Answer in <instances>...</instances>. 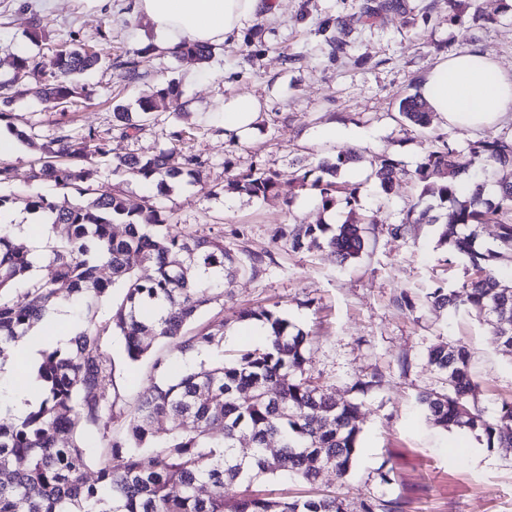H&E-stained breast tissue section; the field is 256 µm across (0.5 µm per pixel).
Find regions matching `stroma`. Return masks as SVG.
<instances>
[{
	"label": "stroma",
	"instance_id": "stroma-1",
	"mask_svg": "<svg viewBox=\"0 0 512 512\" xmlns=\"http://www.w3.org/2000/svg\"><path fill=\"white\" fill-rule=\"evenodd\" d=\"M4 2L9 11L0 23V48L38 52L29 38L35 11L47 16L51 41L72 33L82 44L95 46L107 20L114 51L159 41L150 21L137 11L136 0H107L99 10L87 8L84 0ZM401 2V10L368 19L362 14L367 0H277L274 15L217 44L209 66L160 53L146 63L147 75L136 84L127 81L122 69H98L85 77L97 91L95 99L88 105L76 103L65 113L32 96L20 97L12 106L15 123L33 130L34 137L17 141L10 157L15 180L0 193L14 196L11 214L17 223L30 221L28 196L63 198L54 183L29 179L41 144L58 125L75 131L111 128L113 102L135 107L156 82L175 81L179 101L158 102L156 125L137 137L113 140V153L149 156L164 147L162 130L183 101L189 110L185 122L193 130L184 148L207 160L208 181L220 183L260 164L281 173L278 197L207 196L185 180L160 190L115 173L108 162L99 165L96 181L121 191L132 205L152 197L185 234L223 238L243 270L227 284V297L205 315L223 314L226 351L259 346L260 337L247 335L248 325L238 316L243 309L276 303L309 334L308 368L318 384L346 398L356 380L368 381L360 395L362 438L355 465L343 480L323 473L318 489L342 493L354 507L371 498L400 501L404 512H512V447L491 448L474 432L435 427L417 402L421 389L439 385L426 364L433 345L459 341L469 348L471 372L479 384L476 403L488 411L512 401V355L501 350L478 317L426 303L433 279L457 287L468 263L448 258L439 246L438 226L447 207L438 197L421 195L412 180L440 137L456 150L466 173L482 183L485 198H495L497 177L477 172L471 148L489 137L511 136L512 118L473 132L434 121L424 128L410 126L398 115L400 101L419 94L423 75L449 55L481 48L512 65V0H461L455 12L448 0ZM333 36L344 42L343 51L332 52ZM236 96L254 97L262 109L253 133L233 144L219 132L224 115L216 107ZM333 125L353 133L355 144L322 138L321 130ZM353 149L362 160L342 170L341 177L360 186L357 211L368 222L366 250L343 263L325 247L290 248L289 224L336 226L348 216L344 204L326 211L313 195L295 194L291 172L315 168L319 161ZM383 154L399 162L387 192L367 176L371 162ZM288 198L293 206H285ZM415 204L429 210L433 223L413 224L404 236H393L391 225L402 223ZM257 257L262 263L254 273L249 265ZM404 292L414 298V309L396 307L395 298ZM103 356L114 368L118 388L112 419L116 434L150 388L154 358L167 360L173 374L200 371L211 361L205 354L187 363L171 344L158 340L150 357L132 362L116 336L105 341ZM384 472L389 475L385 481L380 478Z\"/></svg>",
	"mask_w": 512,
	"mask_h": 512
}]
</instances>
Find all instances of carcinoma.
<instances>
[{"label": "carcinoma", "instance_id": "cac0c4a2", "mask_svg": "<svg viewBox=\"0 0 512 512\" xmlns=\"http://www.w3.org/2000/svg\"><path fill=\"white\" fill-rule=\"evenodd\" d=\"M100 45L88 50L77 39L49 48L50 57L28 52L7 54L9 75L0 77V126L17 137L32 136L14 125L11 106L31 94L62 113L79 99L93 100L95 90L80 83L85 73L119 67L129 82L145 77L142 67L159 47L148 44L112 55V32H100ZM174 58L193 57L206 62L212 46L187 38L174 50ZM176 83L158 82L138 100L131 113L117 104V124L102 132L89 127L70 132L59 127L43 147L44 155L31 168L33 181H52L76 195L63 201L30 196V210L46 223L64 224L67 233L51 246L50 276L33 277L39 260L13 240L15 224H0V363L35 324L65 297L78 304L89 298L112 297V312L101 323L77 321L78 332L66 350L42 351L38 380L43 392L39 405L23 419L5 415L0 421V512H348L347 499L336 492L308 497L269 498L253 489L262 476L296 478L308 484L329 471L346 477L360 448L361 429L354 398L338 399L312 381L306 357L309 334L283 312L260 308L241 314L269 330L261 348H243L229 357L224 353V318L217 317L191 335L185 328L210 304L224 297V280L243 270L224 249L221 238L188 236L170 222L151 198L131 206L119 193L93 185L97 161L112 154V137L125 139L129 130H142L155 122L156 100L177 99ZM401 118L417 127L430 122L426 103L417 96L399 104ZM184 113L173 112L165 138L168 147L150 156L128 153L113 157L114 171L145 184L163 186L186 179L200 185L206 195L228 189L265 199L278 192L281 173L250 167L227 179L225 186L203 180L207 162L192 152L171 160L189 134L182 126ZM474 162L484 172L512 170V139L495 137L472 148ZM353 151L335 160L319 162L320 175L310 170L293 172L300 191L316 195L322 208L342 201L348 219L337 232L324 238L322 224H296L288 234L290 247L327 246L345 262L365 248L364 218L356 212L359 185L338 180L340 171L358 161ZM399 162L382 155L371 175L383 191L392 185ZM455 151L448 141L436 140L416 170L422 192L434 191L452 202L441 225L439 246L450 255L467 258L471 275L457 288L440 284L426 293L433 306L457 312L465 308L483 318L495 341L512 354V278L500 273L504 253L476 247L478 229L495 224L499 241L512 252V180L498 182L496 201L482 198V186L466 200V188L456 170ZM122 225L117 232L114 225ZM153 268L143 277L139 269ZM107 266L113 278L105 280L99 269ZM124 338L128 359L149 356L150 341L175 345L183 358L219 352L209 367L187 372L177 379L153 383L142 395L125 431L112 434L113 366L103 358L105 338ZM470 351L460 341L433 346L427 364L439 376V389H424L418 402L432 425L442 429L467 428L483 436L488 447H512V434L502 432L512 424V401L488 415L475 403L477 384L469 371ZM169 418L164 433L156 420ZM97 434L99 447L120 464L102 465L92 481L84 477L90 457L84 439ZM246 435L251 445L240 446ZM279 442L271 449L269 443ZM213 492L202 497L198 486ZM358 512H403L396 500L360 501Z\"/></svg>", "mask_w": 512, "mask_h": 512}]
</instances>
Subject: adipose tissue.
<instances>
[{"mask_svg":"<svg viewBox=\"0 0 512 512\" xmlns=\"http://www.w3.org/2000/svg\"><path fill=\"white\" fill-rule=\"evenodd\" d=\"M268 8V0H137L138 11L149 18L170 49L185 38L204 44L224 41L266 15ZM421 97L444 125L491 128L512 108V71L502 68L491 53L470 50L448 57L428 71ZM220 110L225 131L244 138L253 132L261 105L253 98L232 97L224 100ZM76 330L61 307L47 316L33 337L13 346L8 366L21 361L30 370L15 401L16 416L25 415L41 400L42 389L35 376L41 350L68 345Z\"/></svg>","mask_w":512,"mask_h":512,"instance_id":"ef3b65f1","label":"adipose tissue"}]
</instances>
